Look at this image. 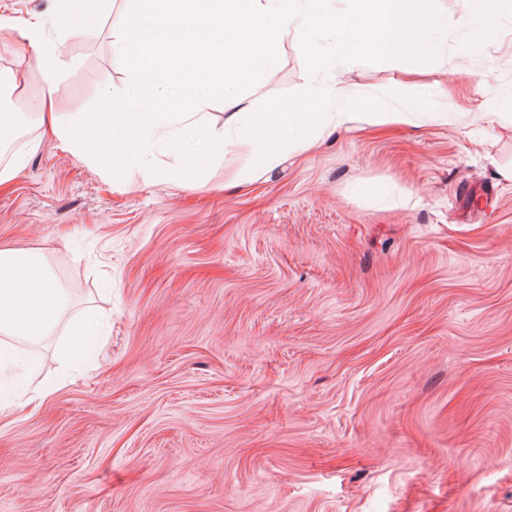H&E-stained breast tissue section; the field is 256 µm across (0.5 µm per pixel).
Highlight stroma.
Here are the masks:
<instances>
[{
    "label": "stroma",
    "instance_id": "obj_1",
    "mask_svg": "<svg viewBox=\"0 0 512 512\" xmlns=\"http://www.w3.org/2000/svg\"><path fill=\"white\" fill-rule=\"evenodd\" d=\"M476 5L428 0L439 57L340 73L368 105L445 89L472 123L330 127L244 185L178 181L163 130L164 174L108 177L26 121L0 243L43 252L70 304L36 370L18 346L0 369V512H512V115L477 118L512 94V0L491 46L455 24ZM163 11L112 0L60 43L59 111L119 94L114 32ZM35 62L0 42V117L28 113ZM321 78L282 44L237 132ZM85 314L100 351L64 359Z\"/></svg>",
    "mask_w": 512,
    "mask_h": 512
}]
</instances>
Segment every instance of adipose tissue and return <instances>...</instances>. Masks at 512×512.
Listing matches in <instances>:
<instances>
[{
	"label": "adipose tissue",
	"instance_id": "adipose-tissue-1",
	"mask_svg": "<svg viewBox=\"0 0 512 512\" xmlns=\"http://www.w3.org/2000/svg\"><path fill=\"white\" fill-rule=\"evenodd\" d=\"M164 22L175 31L177 68L163 71L139 47L145 25L133 21L113 36L114 52L130 61L128 83L104 111L70 119L57 112L58 73L66 63L47 47L42 18L18 21L0 16V41H15L44 58L40 90L28 105L42 126L73 151L96 163L105 174L134 166L150 172V144L158 130L174 136L169 150L179 158L183 182L198 177V159L188 157L180 138L203 131L210 103V82L220 80L224 92H234L254 71L273 77V62L284 41H292L319 71L348 67L377 48L391 59L405 53H442L447 13H433L425 0H178V10ZM460 114L447 104L413 93L405 105L387 102L369 107L359 92L337 77L313 84L301 110L267 112L255 133L216 137L219 164L226 173L242 176L251 160L275 164L283 142L311 147L327 127L368 125H451ZM65 293L47 259L34 251L0 246V334L30 342L57 326Z\"/></svg>",
	"mask_w": 512,
	"mask_h": 512
}]
</instances>
